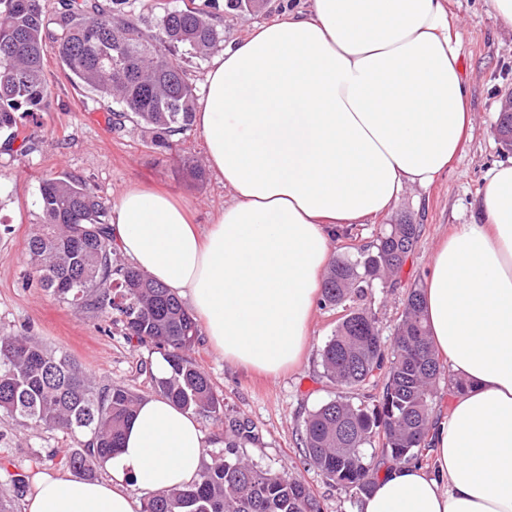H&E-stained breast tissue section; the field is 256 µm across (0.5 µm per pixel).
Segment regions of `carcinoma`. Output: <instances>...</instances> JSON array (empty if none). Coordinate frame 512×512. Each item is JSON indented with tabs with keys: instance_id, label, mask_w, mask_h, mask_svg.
<instances>
[{
	"instance_id": "carcinoma-1",
	"label": "carcinoma",
	"mask_w": 512,
	"mask_h": 512,
	"mask_svg": "<svg viewBox=\"0 0 512 512\" xmlns=\"http://www.w3.org/2000/svg\"><path fill=\"white\" fill-rule=\"evenodd\" d=\"M131 0H60L53 37L59 66L70 83L118 106L108 121L127 117L152 134L154 146L193 126L197 95L176 52L204 58L224 31L203 7L161 3L150 15L128 10ZM43 0H0V135L19 138L20 115L46 111L52 92L43 68L47 34ZM502 142L512 147V113L498 115ZM40 220L28 241L30 271L44 290L78 311L119 324L128 341L163 350L169 374L153 378L178 407L219 419L224 400L207 373L185 355L199 339L196 318L182 300L133 268L107 234L109 210L84 180L66 173L39 185ZM416 224H391L373 252L337 257L325 277L320 304L345 315L321 353L324 376L339 389L304 421L306 463L355 497L367 493L384 459L420 460L428 449L434 386L444 366L425 324L422 290L412 289L390 343L375 317L357 301L373 282H393L418 241ZM381 386L367 409L349 394ZM138 397L109 384L47 349L35 336H0V412L36 428L85 438L66 464L88 477L99 459L114 454L133 418ZM228 456H214L199 477L151 495L141 512H320L301 480L245 462L233 449L254 439L249 423L231 420ZM381 441L382 448L367 452Z\"/></svg>"
}]
</instances>
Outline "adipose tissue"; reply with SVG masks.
Wrapping results in <instances>:
<instances>
[{
    "label": "adipose tissue",
    "instance_id": "1",
    "mask_svg": "<svg viewBox=\"0 0 512 512\" xmlns=\"http://www.w3.org/2000/svg\"><path fill=\"white\" fill-rule=\"evenodd\" d=\"M447 0H310L211 60L195 115L232 199L206 230L167 194L131 188L110 233L136 269L186 299L225 362L295 366L336 227L385 213L447 170L470 124ZM483 223L460 225L423 290L432 349L463 385L433 429V465H388L361 512H512V161ZM194 414L142 400L102 479L39 474L25 512H137L129 489L197 479Z\"/></svg>",
    "mask_w": 512,
    "mask_h": 512
}]
</instances>
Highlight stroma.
I'll return each mask as SVG.
<instances>
[{"label":"stroma","mask_w":512,"mask_h":512,"mask_svg":"<svg viewBox=\"0 0 512 512\" xmlns=\"http://www.w3.org/2000/svg\"><path fill=\"white\" fill-rule=\"evenodd\" d=\"M309 5V0H262L257 11L240 13L227 9L225 0H216L212 14L230 42L284 11ZM448 9L452 29L460 37L462 77L471 112V127L460 153L430 185L406 187L388 213L334 234L329 243L332 254L353 257L374 248L389 225L406 220L418 224L417 245L396 275L395 286L374 283L364 302L387 340L409 291L424 287L442 239L459 225L481 223L486 177L497 164L512 159V151L499 143L496 127L499 99L512 92V28L499 22L487 0H448ZM44 69L52 103L37 120L27 123L28 151L0 136V334L37 336L46 348L68 355L97 382H112L150 397L156 393L152 377L159 354L155 347L128 341L117 326L104 334L99 319L74 310L28 280L27 241L39 221L40 180L58 173L84 179L109 205L131 187L158 189L187 205L202 229L230 201L231 193L213 174L195 180L183 171L184 158L207 159L198 130L174 136L172 149L156 148L150 133L132 119L109 125L112 103L93 101L74 88L51 42L44 47ZM342 315L338 308L315 307L302 359L276 377L225 363L204 337L188 352L224 400V420L198 418L208 444L205 457L224 452L225 419L248 421L257 439L238 448V456L301 480L315 495L320 512H357L360 503L305 463L300 441L307 415L337 394L323 375L321 352ZM82 447L79 438L0 414V493L11 492L18 474L29 483L46 470L67 472V458Z\"/></svg>","instance_id":"35a3bbf8"}]
</instances>
